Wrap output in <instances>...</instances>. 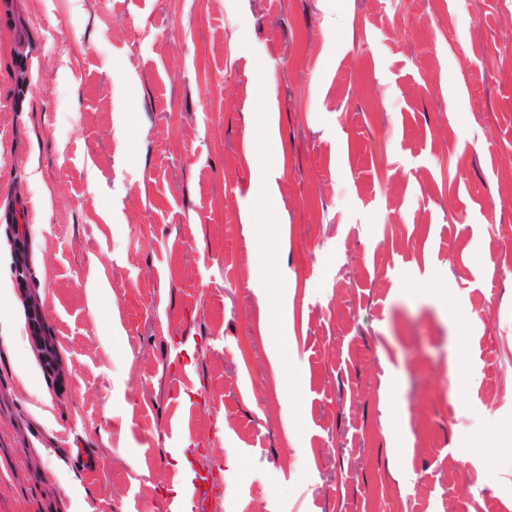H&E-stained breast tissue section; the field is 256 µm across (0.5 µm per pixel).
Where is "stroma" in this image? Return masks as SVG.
<instances>
[{
	"instance_id": "1",
	"label": "stroma",
	"mask_w": 512,
	"mask_h": 512,
	"mask_svg": "<svg viewBox=\"0 0 512 512\" xmlns=\"http://www.w3.org/2000/svg\"><path fill=\"white\" fill-rule=\"evenodd\" d=\"M508 55L503 0H14L0 512H168L203 461L220 512H512ZM6 234L9 237L13 252L16 258L12 268L14 276L16 271H20L24 266L27 268L30 259V237L27 224H19L18 219L13 215V219L9 224H5ZM23 241V242H21ZM26 323L38 350L42 368L45 372H52L59 362V354L54 343L51 329L43 321L39 309L33 300L26 308Z\"/></svg>"
}]
</instances>
